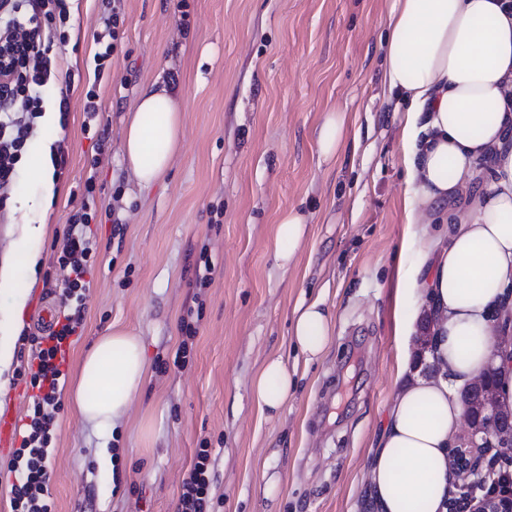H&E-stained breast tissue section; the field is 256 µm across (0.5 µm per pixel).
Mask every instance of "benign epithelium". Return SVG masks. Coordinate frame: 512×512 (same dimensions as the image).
Returning <instances> with one entry per match:
<instances>
[{
  "instance_id": "benign-epithelium-1",
  "label": "benign epithelium",
  "mask_w": 512,
  "mask_h": 512,
  "mask_svg": "<svg viewBox=\"0 0 512 512\" xmlns=\"http://www.w3.org/2000/svg\"><path fill=\"white\" fill-rule=\"evenodd\" d=\"M496 340L503 357L512 361V330L501 327ZM493 373L489 369L471 380L463 394L460 443L480 452L464 459L459 449H451L450 458L474 480L449 501V512H512V409L505 408Z\"/></svg>"
}]
</instances>
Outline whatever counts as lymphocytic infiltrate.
<instances>
[{"label":"lymphocytic infiltrate","mask_w":512,"mask_h":512,"mask_svg":"<svg viewBox=\"0 0 512 512\" xmlns=\"http://www.w3.org/2000/svg\"><path fill=\"white\" fill-rule=\"evenodd\" d=\"M69 18L66 0H0V213L11 198L17 167L38 122L45 112V91L58 84L52 60L57 45L67 40ZM95 180L84 183L79 211L70 215L60 241L55 242L63 277L54 293L58 316L48 334L30 339L27 362L31 395L27 421L22 424L20 445L10 468L13 512H51L48 447L61 411L62 369L70 339L81 336L85 293L97 242L91 223L96 217ZM211 450L200 446L180 487L176 512H210Z\"/></svg>","instance_id":"1"}]
</instances>
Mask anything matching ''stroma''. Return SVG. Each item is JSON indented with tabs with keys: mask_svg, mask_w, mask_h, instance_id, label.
I'll list each match as a JSON object with an SVG mask.
<instances>
[{
	"mask_svg": "<svg viewBox=\"0 0 512 512\" xmlns=\"http://www.w3.org/2000/svg\"><path fill=\"white\" fill-rule=\"evenodd\" d=\"M391 0H120L116 49L96 86L107 120L96 199L99 255L84 331L68 355L119 323L139 331L149 380L110 432L64 405L48 448L52 512H175L201 443L212 450L216 512H370L368 451L396 384L393 291L404 222L401 117L382 97L380 37ZM57 63L76 74L62 134L39 125L14 184L0 254L22 221L38 223L32 157L63 145L52 231L32 241L42 264L23 335L58 308L47 277L53 243L80 206L92 143L82 131L93 56L108 31L102 0H71ZM163 80L180 94L181 143L166 176L143 188L122 155L139 89ZM348 112L361 146L322 162L323 112ZM296 208L308 233L294 264L275 257L279 215ZM209 287L196 289L204 264ZM324 297L336 334L305 362L291 336L299 304ZM200 309L193 351L173 360L179 322ZM296 371L275 417L251 385L269 356ZM109 452L111 467L100 464Z\"/></svg>",
	"mask_w": 512,
	"mask_h": 512,
	"instance_id": "35a3bbf8",
	"label": "stroma"
}]
</instances>
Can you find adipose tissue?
<instances>
[{"mask_svg": "<svg viewBox=\"0 0 512 512\" xmlns=\"http://www.w3.org/2000/svg\"><path fill=\"white\" fill-rule=\"evenodd\" d=\"M382 95L403 115L401 153L405 222L421 244L410 273H398L395 334L408 343L420 308L434 317L431 358L439 373L413 372L409 354L397 366L399 386L369 451V498L375 512H448V453L464 422L459 392L499 364L494 334L512 318V0H392L384 20ZM182 112L167 85L143 87L124 135V160L139 185L161 180L178 150ZM350 143L347 112L322 116L319 155L336 158ZM297 209L276 224L275 256L289 265L306 237ZM48 222L18 225L0 258V397L14 361ZM334 318L324 299L300 305L291 333L306 361L328 349ZM148 380L144 346L131 327L112 325L79 361L68 392L75 412L94 429L114 427ZM295 380L281 356L257 373L252 397L260 413L278 412Z\"/></svg>", "mask_w": 512, "mask_h": 512, "instance_id": "obj_1", "label": "adipose tissue"}]
</instances>
